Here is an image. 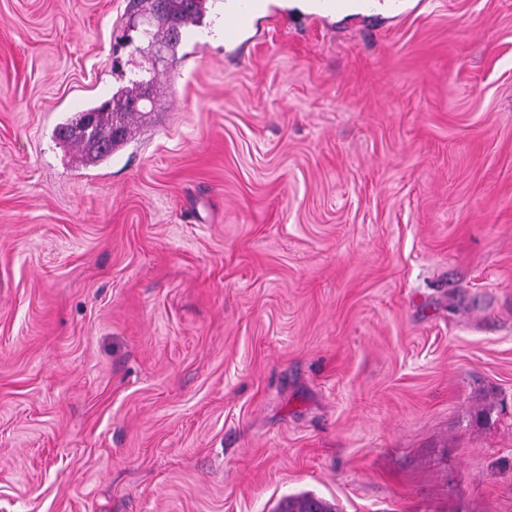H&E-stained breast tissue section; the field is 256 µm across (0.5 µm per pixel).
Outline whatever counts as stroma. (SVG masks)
Here are the masks:
<instances>
[{
  "instance_id": "stroma-1",
  "label": "stroma",
  "mask_w": 512,
  "mask_h": 512,
  "mask_svg": "<svg viewBox=\"0 0 512 512\" xmlns=\"http://www.w3.org/2000/svg\"><path fill=\"white\" fill-rule=\"evenodd\" d=\"M0 0V512H512V0ZM147 5L150 24L154 22L155 32L147 31L151 46L161 43L174 48L180 40L182 31L188 25H198L204 16L207 0H141ZM263 0H226L224 9V31L219 27L215 33L224 35V41L236 45L247 31L254 16L264 7ZM153 78L150 77L146 80L141 77L132 78L129 81V86L116 91L110 99L102 102L99 106L75 113L67 119L65 124L59 127L57 132L59 140L70 147L76 148L85 165H97L109 159L114 152L126 143L133 132L134 128L129 119L135 115H140V118L146 117L152 111L154 97L151 84ZM145 83L150 85L151 93L149 100H147L149 97V91L147 90L144 96L147 101H142V91ZM148 106L151 107L150 110H147ZM85 112L95 114L96 122L92 129H87L82 123V115ZM114 125L116 130L112 133V139L106 140L103 146L94 148L91 145L93 136L98 131ZM278 512H335L333 505L311 494L289 497L281 503Z\"/></svg>"
}]
</instances>
